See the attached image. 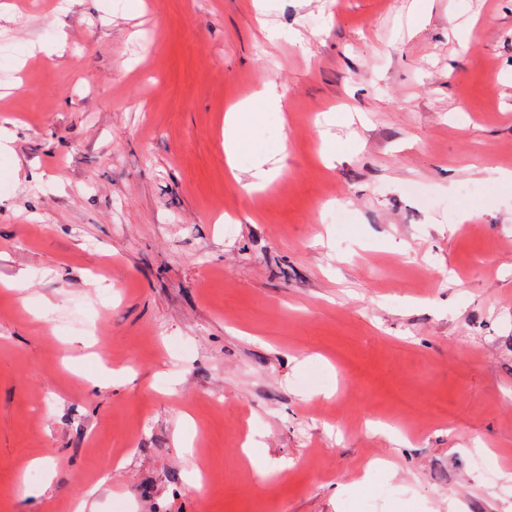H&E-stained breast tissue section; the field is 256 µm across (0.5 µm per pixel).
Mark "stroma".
I'll return each mask as SVG.
<instances>
[{
    "instance_id": "obj_1",
    "label": "stroma",
    "mask_w": 512,
    "mask_h": 512,
    "mask_svg": "<svg viewBox=\"0 0 512 512\" xmlns=\"http://www.w3.org/2000/svg\"><path fill=\"white\" fill-rule=\"evenodd\" d=\"M6 2L0 512H512V0ZM261 112H254L253 106L248 102H241L234 106L224 117V154L231 168L232 161L242 146L243 130L251 121L258 120ZM268 163L267 156H259L255 160L253 164V181L242 183L241 187L247 192L251 193L255 190H259L264 188L267 184H269L274 176L276 170H273L271 168L266 169L264 166Z\"/></svg>"
}]
</instances>
